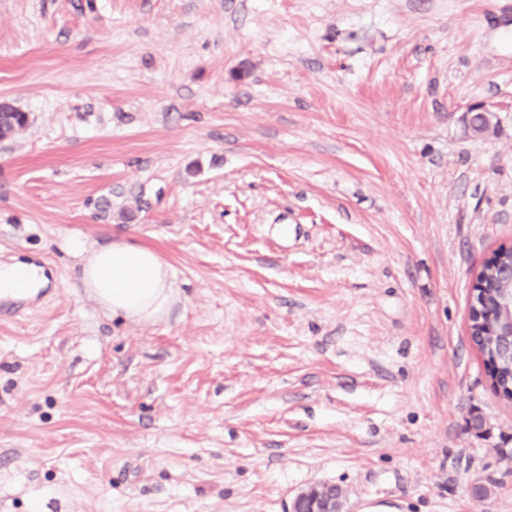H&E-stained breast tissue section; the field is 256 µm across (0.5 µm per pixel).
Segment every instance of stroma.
I'll return each mask as SVG.
<instances>
[{
    "mask_svg": "<svg viewBox=\"0 0 512 512\" xmlns=\"http://www.w3.org/2000/svg\"><path fill=\"white\" fill-rule=\"evenodd\" d=\"M0 98V264L47 279L0 301V512H512L467 333L512 247V0H0ZM70 239L154 249L168 318L107 315ZM6 117H10L11 125L7 130L4 120ZM29 121V114L23 112L13 106L8 101L0 102V139H5L14 135L19 129L27 126ZM345 495L335 485H312L297 493L288 512H344Z\"/></svg>",
    "mask_w": 512,
    "mask_h": 512,
    "instance_id": "stroma-1",
    "label": "stroma"
}]
</instances>
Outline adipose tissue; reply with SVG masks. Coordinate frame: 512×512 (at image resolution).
Listing matches in <instances>:
<instances>
[{
	"label": "adipose tissue",
	"mask_w": 512,
	"mask_h": 512,
	"mask_svg": "<svg viewBox=\"0 0 512 512\" xmlns=\"http://www.w3.org/2000/svg\"><path fill=\"white\" fill-rule=\"evenodd\" d=\"M66 246L80 259L84 287L106 313L144 324L168 315L178 297L176 275L155 250L123 241L89 250L73 239ZM44 283L35 265L0 266V298L33 295Z\"/></svg>",
	"instance_id": "adipose-tissue-1"
}]
</instances>
